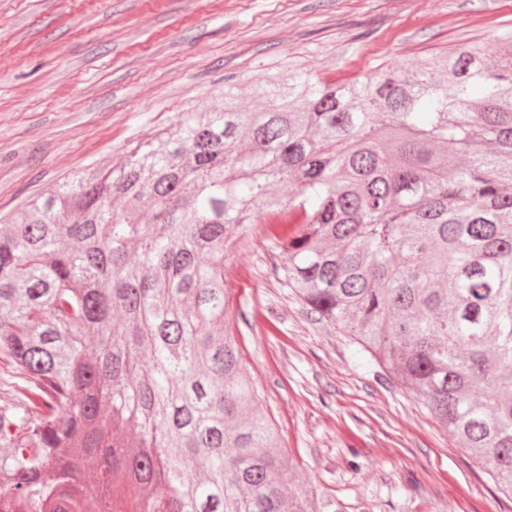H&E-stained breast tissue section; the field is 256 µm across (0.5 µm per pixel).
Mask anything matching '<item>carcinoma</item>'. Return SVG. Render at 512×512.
<instances>
[{
  "label": "carcinoma",
  "mask_w": 512,
  "mask_h": 512,
  "mask_svg": "<svg viewBox=\"0 0 512 512\" xmlns=\"http://www.w3.org/2000/svg\"><path fill=\"white\" fill-rule=\"evenodd\" d=\"M210 111L0 225V512H345L287 481L228 330L257 207L284 287L512 494V37ZM149 358L142 361L141 355ZM99 470L98 482L83 478Z\"/></svg>",
  "instance_id": "obj_1"
}]
</instances>
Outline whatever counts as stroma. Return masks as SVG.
Returning a JSON list of instances; mask_svg holds the SVG:
<instances>
[{
    "mask_svg": "<svg viewBox=\"0 0 512 512\" xmlns=\"http://www.w3.org/2000/svg\"><path fill=\"white\" fill-rule=\"evenodd\" d=\"M512 29V0H0V217L206 111L232 77L341 82ZM231 329L296 469L346 512H512L423 403L279 283L267 222L224 250Z\"/></svg>",
    "mask_w": 512,
    "mask_h": 512,
    "instance_id": "stroma-1",
    "label": "stroma"
}]
</instances>
